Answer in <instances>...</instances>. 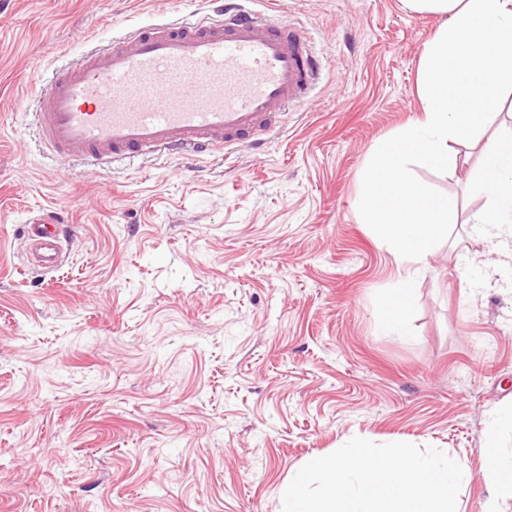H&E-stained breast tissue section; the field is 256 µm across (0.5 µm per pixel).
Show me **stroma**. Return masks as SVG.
<instances>
[{"instance_id":"obj_1","label":"stroma","mask_w":512,"mask_h":512,"mask_svg":"<svg viewBox=\"0 0 512 512\" xmlns=\"http://www.w3.org/2000/svg\"><path fill=\"white\" fill-rule=\"evenodd\" d=\"M243 5L306 33L312 98L259 151L95 170L39 141L50 78L216 0H0V512H278L309 457L354 437L447 451L472 475L457 512H484L512 291L468 218L512 95L455 168L415 167L458 220L415 287V338L385 335L373 296L400 270L356 203L372 153L420 113L443 18L401 0ZM47 210L62 226L50 272L23 237Z\"/></svg>"}]
</instances>
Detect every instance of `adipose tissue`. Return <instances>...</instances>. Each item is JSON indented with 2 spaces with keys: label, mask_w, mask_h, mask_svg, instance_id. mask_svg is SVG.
<instances>
[{
  "label": "adipose tissue",
  "mask_w": 512,
  "mask_h": 512,
  "mask_svg": "<svg viewBox=\"0 0 512 512\" xmlns=\"http://www.w3.org/2000/svg\"><path fill=\"white\" fill-rule=\"evenodd\" d=\"M473 189L486 199L484 207L470 218L474 232L492 254L512 261V134L485 145ZM483 473L490 493L484 512H496L498 496L512 492V456L501 455L493 443H486Z\"/></svg>",
  "instance_id": "1"
}]
</instances>
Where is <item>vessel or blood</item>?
Masks as SVG:
<instances>
[{
	"label": "vessel or blood",
	"instance_id": "obj_1",
	"mask_svg": "<svg viewBox=\"0 0 512 512\" xmlns=\"http://www.w3.org/2000/svg\"><path fill=\"white\" fill-rule=\"evenodd\" d=\"M321 71L304 32L235 6L195 21L142 24L59 74L34 114L43 145L104 168L140 156L262 147L281 112L308 102ZM58 220L25 230L45 269L58 266Z\"/></svg>",
	"mask_w": 512,
	"mask_h": 512
}]
</instances>
